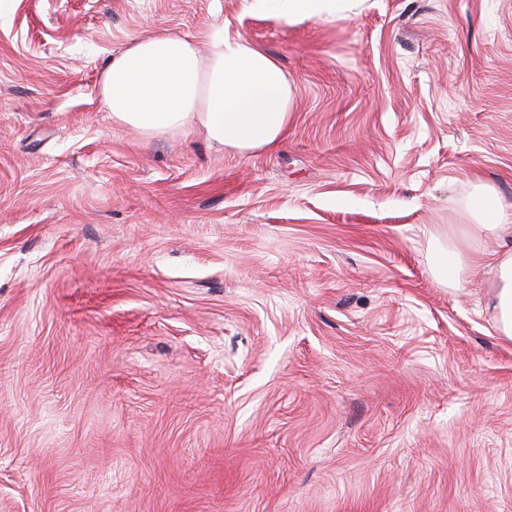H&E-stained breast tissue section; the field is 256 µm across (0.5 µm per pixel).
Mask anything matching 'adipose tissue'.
Instances as JSON below:
<instances>
[{
	"label": "adipose tissue",
	"mask_w": 512,
	"mask_h": 512,
	"mask_svg": "<svg viewBox=\"0 0 512 512\" xmlns=\"http://www.w3.org/2000/svg\"><path fill=\"white\" fill-rule=\"evenodd\" d=\"M357 2L253 0V6L300 22L348 14ZM289 96L274 58L223 31L210 35L205 53L193 40L172 34L133 40L109 60L100 85L103 106L120 124L150 136L200 127L212 142L241 151L279 144ZM471 209L478 221L468 226L470 237L512 234V217L490 193L476 194ZM438 266L452 280L465 268H488L498 328L512 339V249L493 256L478 252L467 261L450 251L439 256Z\"/></svg>",
	"instance_id": "obj_1"
}]
</instances>
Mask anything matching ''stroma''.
<instances>
[{
  "instance_id": "obj_1",
  "label": "stroma",
  "mask_w": 512,
  "mask_h": 512,
  "mask_svg": "<svg viewBox=\"0 0 512 512\" xmlns=\"http://www.w3.org/2000/svg\"><path fill=\"white\" fill-rule=\"evenodd\" d=\"M0 0V512H512V339L439 251L512 215V0ZM231 37L272 149L113 121L112 55ZM258 11L274 10L288 22L329 19L350 13L358 0H253ZM471 209L478 217L477 224H468L467 233L475 239L498 238L511 233L509 216L500 202L490 193L481 191L471 201Z\"/></svg>"
}]
</instances>
